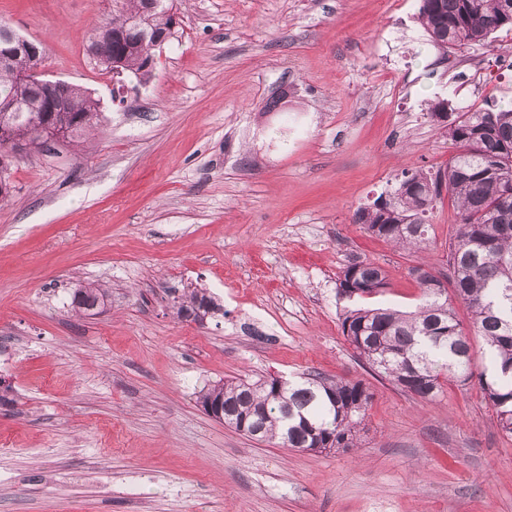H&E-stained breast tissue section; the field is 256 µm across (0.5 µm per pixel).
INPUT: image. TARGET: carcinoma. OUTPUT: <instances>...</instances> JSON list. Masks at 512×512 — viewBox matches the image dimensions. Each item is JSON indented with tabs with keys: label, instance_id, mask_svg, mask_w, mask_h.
<instances>
[{
	"label": "carcinoma",
	"instance_id": "1",
	"mask_svg": "<svg viewBox=\"0 0 512 512\" xmlns=\"http://www.w3.org/2000/svg\"><path fill=\"white\" fill-rule=\"evenodd\" d=\"M115 0L110 25L116 36L100 47L107 59L122 61L128 72L144 67L151 36L173 23L169 0ZM418 20L433 46L448 50L486 42L498 30L512 28V0H420ZM28 60L16 57L0 66V99L10 97L24 112L0 111V135L39 141L53 138L46 126H61L69 144L98 126L100 105L87 91L68 86L61 95L68 112H33L46 99L38 86L18 80ZM448 102L429 105L432 120L448 134L455 154L444 170L402 172L398 188L354 213V222L373 235L404 249L429 240V214L443 194L454 202L459 228L448 243V273L431 275L424 264L410 268L420 289L413 311L371 307L364 301L386 286L378 264L355 261L337 285L340 299L356 307L343 314L342 332L355 354L401 392L421 402L434 400L450 378L467 384L473 378L474 353L448 298L455 296L471 313L474 335L490 358L491 375L478 377L485 402L496 414L502 433L512 436V105L476 110L445 118ZM106 292L91 285L72 293L75 313L89 315L104 304ZM176 314L202 322L223 306L203 288L174 298ZM197 403L222 406L224 424L261 442L288 448L330 452L355 448L364 429L372 394L360 382L330 380L307 372L283 381L270 376L205 381L195 392Z\"/></svg>",
	"mask_w": 512,
	"mask_h": 512
}]
</instances>
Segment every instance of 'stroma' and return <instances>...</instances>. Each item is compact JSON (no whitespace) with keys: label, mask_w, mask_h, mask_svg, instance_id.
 <instances>
[{"label":"stroma","mask_w":512,"mask_h":512,"mask_svg":"<svg viewBox=\"0 0 512 512\" xmlns=\"http://www.w3.org/2000/svg\"><path fill=\"white\" fill-rule=\"evenodd\" d=\"M175 5L174 37L117 101L87 53L106 0H0L47 79L102 112L88 143L17 159L0 201V512H512V438L478 383L402 393L354 354L336 289L372 261L374 304L411 311V267L446 269L448 199L419 255L352 217L403 170L446 168L431 102H512V30L443 51L419 0ZM87 283L107 300L80 316ZM187 286L223 314L178 319ZM307 371L369 388L360 447L257 442L193 397L207 379Z\"/></svg>","instance_id":"stroma-1"}]
</instances>
